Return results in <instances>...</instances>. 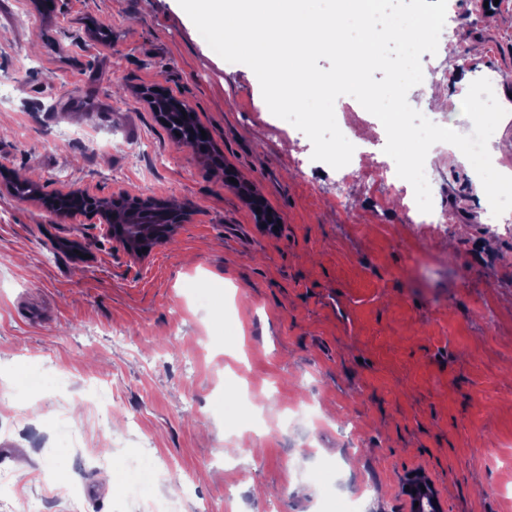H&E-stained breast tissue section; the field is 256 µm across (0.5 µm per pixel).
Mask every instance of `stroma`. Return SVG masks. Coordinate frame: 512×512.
I'll return each mask as SVG.
<instances>
[{
  "label": "stroma",
  "mask_w": 512,
  "mask_h": 512,
  "mask_svg": "<svg viewBox=\"0 0 512 512\" xmlns=\"http://www.w3.org/2000/svg\"><path fill=\"white\" fill-rule=\"evenodd\" d=\"M409 104L467 133L462 101L497 76L508 107L488 148L512 175V0H448ZM35 18V26L21 15ZM0 512H410L425 471L445 512H512V238L483 235L489 202L449 144L429 150L446 226L405 223L384 131L334 105L357 150L345 194L311 141L226 66L178 0H0ZM190 105L219 164L177 140L145 92ZM281 216L258 224L234 184ZM154 198L188 217L144 258L91 215L16 197ZM215 287L205 299L199 284ZM121 475L126 489L110 493ZM233 500H226L227 487Z\"/></svg>",
  "instance_id": "stroma-1"
}]
</instances>
